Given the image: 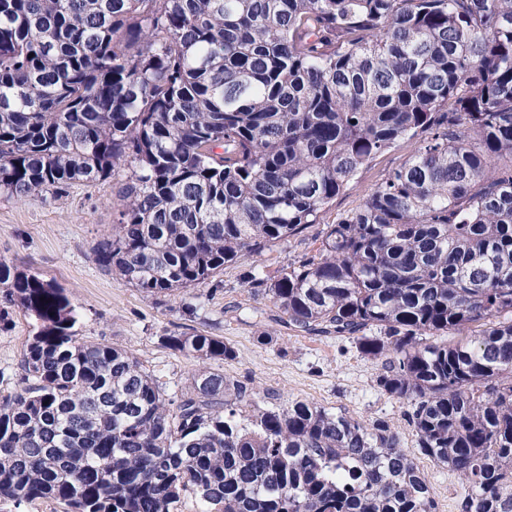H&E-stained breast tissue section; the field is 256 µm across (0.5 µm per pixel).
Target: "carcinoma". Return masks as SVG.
Listing matches in <instances>:
<instances>
[{"label": "carcinoma", "mask_w": 512, "mask_h": 512, "mask_svg": "<svg viewBox=\"0 0 512 512\" xmlns=\"http://www.w3.org/2000/svg\"><path fill=\"white\" fill-rule=\"evenodd\" d=\"M415 153L323 230L246 274L275 322L386 358L417 454L384 420L268 409L207 364L170 396L138 357L78 339L64 289L0 260L35 320L0 396V512H512V0H0V192L57 201L122 177L96 261L151 295L317 224L376 155ZM420 466L428 473L438 512H455L456 498L464 491L458 477L448 471V468L434 466L424 459H420Z\"/></svg>", "instance_id": "carcinoma-1"}]
</instances>
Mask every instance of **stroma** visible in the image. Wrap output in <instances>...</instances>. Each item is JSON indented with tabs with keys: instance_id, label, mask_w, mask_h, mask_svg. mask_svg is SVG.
<instances>
[{
	"instance_id": "35a3bbf8",
	"label": "stroma",
	"mask_w": 512,
	"mask_h": 512,
	"mask_svg": "<svg viewBox=\"0 0 512 512\" xmlns=\"http://www.w3.org/2000/svg\"><path fill=\"white\" fill-rule=\"evenodd\" d=\"M414 149V142L405 140L375 157L329 205L321 223L277 244L254 262L268 273L315 256L323 225L356 210ZM112 197L108 181L74 184L59 201L40 195L19 201L0 193V260L64 288L79 308L78 335L132 351L165 382L168 393L187 388L198 363L165 346L163 336L172 331L221 336L234 346L237 357L216 362L215 370L246 384L258 407L306 399L366 423L381 419L399 435L403 448L414 450L404 405L388 399L375 385L379 363L361 357L348 341L280 326L272 344L257 343L260 326L270 324L277 310L262 288L244 284L242 274L254 263L250 259L225 266L184 292L158 297L142 293L99 265L93 248L112 229L116 218ZM186 303L197 305L196 316L183 314ZM1 310L9 316L7 324L0 325V370L17 378L34 320L0 295Z\"/></svg>"
}]
</instances>
